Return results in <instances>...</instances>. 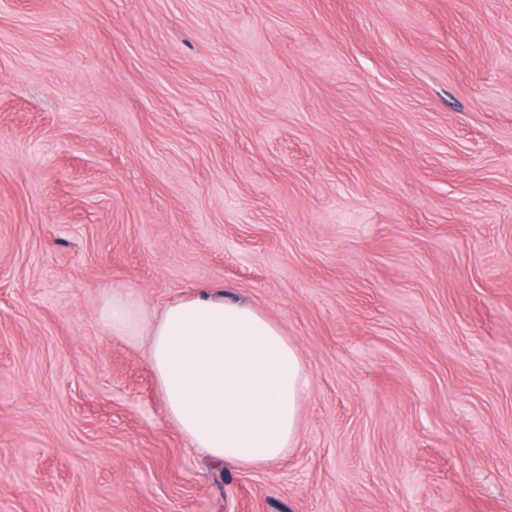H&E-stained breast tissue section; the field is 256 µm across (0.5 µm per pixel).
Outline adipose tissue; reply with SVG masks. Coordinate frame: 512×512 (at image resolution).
<instances>
[{
  "mask_svg": "<svg viewBox=\"0 0 512 512\" xmlns=\"http://www.w3.org/2000/svg\"><path fill=\"white\" fill-rule=\"evenodd\" d=\"M105 332L146 339L169 419L217 466H268L296 443L308 382L279 325L242 302L204 294L158 313L129 291L105 298Z\"/></svg>",
  "mask_w": 512,
  "mask_h": 512,
  "instance_id": "adipose-tissue-1",
  "label": "adipose tissue"
}]
</instances>
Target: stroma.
I'll list each match as a JSON object with an SVG mask.
<instances>
[{
    "label": "stroma",
    "instance_id": "obj_1",
    "mask_svg": "<svg viewBox=\"0 0 512 512\" xmlns=\"http://www.w3.org/2000/svg\"><path fill=\"white\" fill-rule=\"evenodd\" d=\"M115 290L297 346L255 470ZM0 512H512V0H0Z\"/></svg>",
    "mask_w": 512,
    "mask_h": 512
}]
</instances>
